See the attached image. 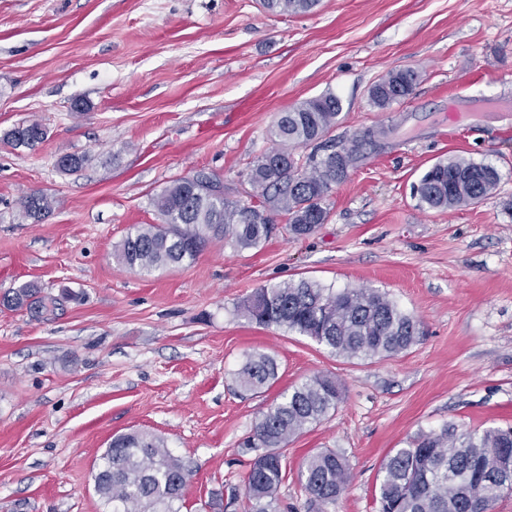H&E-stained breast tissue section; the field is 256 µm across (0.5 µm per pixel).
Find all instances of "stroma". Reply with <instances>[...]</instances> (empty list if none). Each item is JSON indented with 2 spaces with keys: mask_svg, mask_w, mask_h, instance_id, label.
Here are the masks:
<instances>
[{
  "mask_svg": "<svg viewBox=\"0 0 512 512\" xmlns=\"http://www.w3.org/2000/svg\"><path fill=\"white\" fill-rule=\"evenodd\" d=\"M404 67L413 94L375 106L371 86ZM328 91L342 102L331 142L395 132L334 186L315 234L216 240L149 273L116 262L177 178L213 173L250 202L277 114ZM30 120L46 130L35 149L0 143V294L34 282L60 302L0 306V512H112L94 474L132 430L190 470L181 512H248L258 418L317 374L342 400L284 448L283 512H307L300 470L318 450L351 466L335 512H378L390 451L448 424L512 427V0H320L296 15L260 0H0V133ZM66 154L83 169H57ZM454 157L494 165L498 186L429 209L412 186ZM35 192L53 199L38 223L19 215ZM302 278L386 292L418 342L350 359L240 315L255 289ZM253 353L278 364L254 395L235 382Z\"/></svg>",
  "mask_w": 512,
  "mask_h": 512,
  "instance_id": "stroma-1",
  "label": "stroma"
}]
</instances>
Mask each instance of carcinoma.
Wrapping results in <instances>:
<instances>
[{
	"label": "carcinoma",
	"instance_id": "1",
	"mask_svg": "<svg viewBox=\"0 0 512 512\" xmlns=\"http://www.w3.org/2000/svg\"><path fill=\"white\" fill-rule=\"evenodd\" d=\"M318 0H262L275 14L312 10ZM418 74L393 70L371 89L373 102L385 108L406 99ZM342 111L335 94L326 92L279 113L268 130L272 153L285 158L270 165L262 156L249 170V183L259 201L254 204L224 197V183L214 175L181 177L153 199L160 223L144 224L117 246V262L133 271L172 268L194 260L215 239H228L240 249H256L268 241L275 217L286 219L285 230L295 236L313 233L327 219L325 202L333 187L373 151V139L386 135L383 127L361 131L323 155L314 150L296 153L325 137ZM45 128L32 121L6 131L0 140L32 149L44 141ZM499 175L487 164L464 158L440 160L422 175L416 194L431 209L446 210L474 204L497 187ZM52 210L45 193L21 201V215L36 222ZM57 298L26 283L0 295V305L39 314ZM238 311L259 325L284 327L307 336L331 353L347 358L397 355L416 343L419 322L376 289L346 288L335 292L319 282L300 279L264 286ZM278 376L276 360L265 353L250 355L236 373L245 391L259 393ZM341 391L336 381L315 375L262 413L254 432L256 447L265 449L247 473L245 496L249 512H278V492L286 474L281 449L307 428L321 423L336 409ZM95 490L113 512H180L189 480L184 462L153 433L134 430L116 435L101 456ZM512 477V428L460 431L447 425L420 435L398 448L383 464L376 502L379 512H493L501 497L500 478ZM301 476L311 506L333 512L351 479L347 460L333 449L309 455Z\"/></svg>",
	"mask_w": 512,
	"mask_h": 512
}]
</instances>
